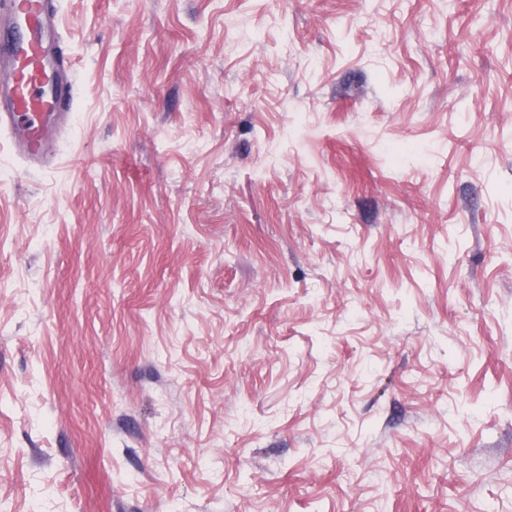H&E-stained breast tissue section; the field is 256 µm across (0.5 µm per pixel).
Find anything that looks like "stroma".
<instances>
[{
	"instance_id": "stroma-1",
	"label": "stroma",
	"mask_w": 512,
	"mask_h": 512,
	"mask_svg": "<svg viewBox=\"0 0 512 512\" xmlns=\"http://www.w3.org/2000/svg\"><path fill=\"white\" fill-rule=\"evenodd\" d=\"M55 3L0 512H512V0Z\"/></svg>"
}]
</instances>
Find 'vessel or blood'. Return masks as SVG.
Segmentation results:
<instances>
[{"mask_svg": "<svg viewBox=\"0 0 512 512\" xmlns=\"http://www.w3.org/2000/svg\"><path fill=\"white\" fill-rule=\"evenodd\" d=\"M75 81L53 0H0V131L32 169H40Z\"/></svg>", "mask_w": 512, "mask_h": 512, "instance_id": "obj_1", "label": "vessel or blood"}]
</instances>
